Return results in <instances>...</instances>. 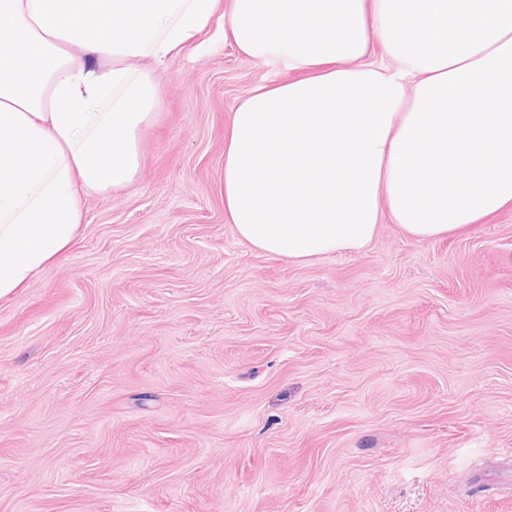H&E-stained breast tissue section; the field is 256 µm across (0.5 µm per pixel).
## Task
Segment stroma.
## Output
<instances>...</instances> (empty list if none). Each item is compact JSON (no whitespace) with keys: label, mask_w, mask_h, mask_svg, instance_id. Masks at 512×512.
<instances>
[{"label":"stroma","mask_w":512,"mask_h":512,"mask_svg":"<svg viewBox=\"0 0 512 512\" xmlns=\"http://www.w3.org/2000/svg\"><path fill=\"white\" fill-rule=\"evenodd\" d=\"M206 28L126 189L0 301V512H512V209L306 264L224 216L261 80Z\"/></svg>","instance_id":"obj_1"}]
</instances>
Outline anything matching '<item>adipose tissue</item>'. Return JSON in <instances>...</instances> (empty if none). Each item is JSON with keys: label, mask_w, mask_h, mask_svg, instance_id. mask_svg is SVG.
Listing matches in <instances>:
<instances>
[{"label": "adipose tissue", "mask_w": 512, "mask_h": 512, "mask_svg": "<svg viewBox=\"0 0 512 512\" xmlns=\"http://www.w3.org/2000/svg\"><path fill=\"white\" fill-rule=\"evenodd\" d=\"M0 0V300L139 169L159 70L216 25L293 73L237 106L224 210L297 263L512 208V0ZM151 58L148 66L140 58Z\"/></svg>", "instance_id": "ef3b65f1"}]
</instances>
